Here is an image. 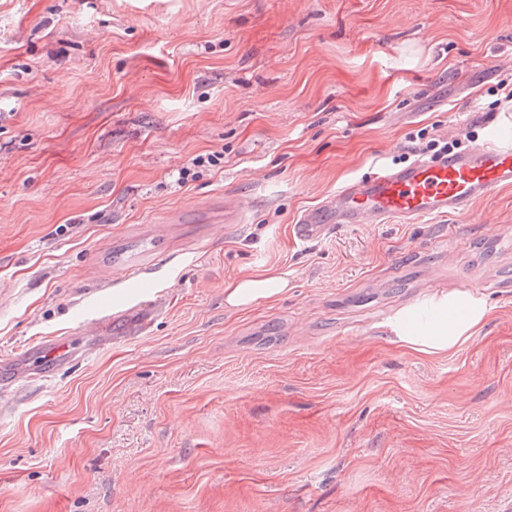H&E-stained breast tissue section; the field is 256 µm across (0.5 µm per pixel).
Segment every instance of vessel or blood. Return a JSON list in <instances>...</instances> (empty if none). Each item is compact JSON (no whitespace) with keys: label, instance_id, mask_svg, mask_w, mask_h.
<instances>
[{"label":"vessel or blood","instance_id":"1","mask_svg":"<svg viewBox=\"0 0 512 512\" xmlns=\"http://www.w3.org/2000/svg\"><path fill=\"white\" fill-rule=\"evenodd\" d=\"M512 187V115L491 122L484 138L439 157H421L406 165H382L367 177L340 184L319 205L293 224L303 242L319 239L331 225L412 224L427 217H457L481 200ZM166 303L160 293L135 296L128 304L100 310L105 331L99 345L145 335ZM77 358L70 337L37 340L0 363V392L69 367Z\"/></svg>","mask_w":512,"mask_h":512}]
</instances>
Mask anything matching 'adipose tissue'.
<instances>
[{
	"label": "adipose tissue",
	"instance_id": "adipose-tissue-1",
	"mask_svg": "<svg viewBox=\"0 0 512 512\" xmlns=\"http://www.w3.org/2000/svg\"><path fill=\"white\" fill-rule=\"evenodd\" d=\"M288 279L275 274L249 277L229 282L224 287V302L231 308H246L285 292ZM437 319L418 329L403 333L402 338L414 350L434 354L450 350L468 339L486 315L484 303L477 298L443 296L434 300Z\"/></svg>",
	"mask_w": 512,
	"mask_h": 512
}]
</instances>
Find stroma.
<instances>
[{"label":"stroma","mask_w":512,"mask_h":512,"mask_svg":"<svg viewBox=\"0 0 512 512\" xmlns=\"http://www.w3.org/2000/svg\"><path fill=\"white\" fill-rule=\"evenodd\" d=\"M510 71L512 0H0V361L86 344L0 394V512H512V188L290 230L421 128L482 136ZM130 268L166 311L95 349ZM444 295L484 321L415 352ZM287 289L288 278L283 274L243 278L224 286V303L230 308H246Z\"/></svg>","instance_id":"35a3bbf8"}]
</instances>
